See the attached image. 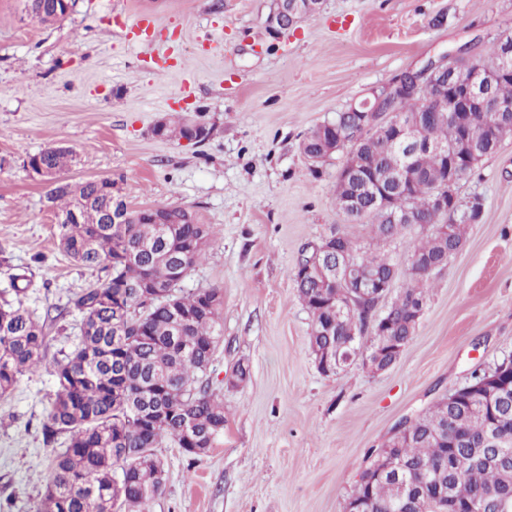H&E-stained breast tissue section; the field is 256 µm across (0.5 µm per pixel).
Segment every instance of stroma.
I'll return each instance as SVG.
<instances>
[{
  "label": "stroma",
  "instance_id": "stroma-1",
  "mask_svg": "<svg viewBox=\"0 0 512 512\" xmlns=\"http://www.w3.org/2000/svg\"><path fill=\"white\" fill-rule=\"evenodd\" d=\"M268 2L78 0L45 26L21 0H0V305L67 308L102 275L59 247L49 185L26 167L46 147L75 151L65 181L109 176L127 209L180 205L214 230L183 286L223 295L210 380L224 431L192 462L172 441L157 448L165 473L151 512H344L370 450L401 421L512 356V136L461 181V198L482 197L483 219L428 280L389 369L358 358L322 374L292 280L303 248L332 228L370 240L336 207L344 153L314 166L305 134L429 58L470 43L489 52L512 27V0H323L277 39L264 26ZM140 11L157 18L149 46L127 35ZM173 115L209 137L154 136ZM20 268L32 280L21 299L10 286ZM54 394L43 364L0 398V512H36Z\"/></svg>",
  "mask_w": 512,
  "mask_h": 512
}]
</instances>
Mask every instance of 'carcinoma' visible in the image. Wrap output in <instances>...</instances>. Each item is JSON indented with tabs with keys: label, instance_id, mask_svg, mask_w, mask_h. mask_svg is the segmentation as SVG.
I'll return each instance as SVG.
<instances>
[{
	"label": "carcinoma",
	"instance_id": "1",
	"mask_svg": "<svg viewBox=\"0 0 512 512\" xmlns=\"http://www.w3.org/2000/svg\"><path fill=\"white\" fill-rule=\"evenodd\" d=\"M24 10L41 24L48 23L47 17L55 12H64L56 8V0H24ZM500 66L493 51L474 55L475 70L497 71ZM391 108L407 115L431 111L425 97L399 99ZM352 120L339 112L331 125L312 128L302 140L303 154L310 160L320 155ZM189 125L182 117H170L167 132L178 140L187 135ZM459 135L456 125L433 117L423 124L420 137L450 144ZM358 159L368 178H379L400 164L399 155L386 141L373 138L360 144ZM29 160L59 176L73 166L76 154L70 148L48 146ZM416 171L409 186L388 188L386 210L358 223H370L373 238L383 245L410 228L392 223L387 215L412 209L427 224L447 225L448 232L422 234L410 244L407 257L450 258L463 245L471 219L481 220L483 211L471 216L463 208L446 215L429 207L430 194L447 178L445 159L437 153L421 152ZM115 187L110 177L74 184L60 181L48 196L60 217L58 237L65 253L85 267L102 269L105 276L76 294L72 312L80 318L79 336L70 351L52 364L57 390L42 431L48 445L67 435V446L52 450V476L37 512H148L147 505L163 483V464L154 449L170 439L194 461L224 432V400L210 382L221 339L223 297L216 288L191 293L181 289L205 256L211 227L180 206L172 210L177 223L170 225L169 242L161 238L160 225L152 223L142 209L127 213V224H109L112 212L119 211L112 205ZM335 194L352 197L370 210L376 207L374 198L361 191L358 179L335 187ZM328 238L339 242L341 260L373 275L397 276L396 265L386 254L358 246L336 228ZM171 273L170 293L145 306L135 286L151 276ZM292 278L312 317V350L338 352L343 367L358 357L380 368L391 367L399 354L390 348L410 341L416 312L426 303L428 278L406 275L405 287L380 314L389 323L387 334L374 333L364 342L350 334L341 309L324 295L321 282L295 270ZM115 306L125 313V336L113 333ZM65 316L48 312L40 320L20 301L0 306V397L8 395L24 373L38 367L48 348L47 323ZM471 404L455 414L457 441H448V434L441 430L452 411L442 397L416 418L413 431L395 449V457L405 466L400 478L408 480L421 470L438 472L440 478L432 476L428 483L412 486L403 501L397 499L396 481L387 476L358 481L351 499L369 502L372 512H422L428 506L436 512H456L458 493L482 501L488 491L500 488L507 500L487 501L485 512H512V446L490 449L496 456L490 465L467 463L479 451L474 442L491 430L512 436V400L492 408L476 398Z\"/></svg>",
	"mask_w": 512,
	"mask_h": 512
}]
</instances>
